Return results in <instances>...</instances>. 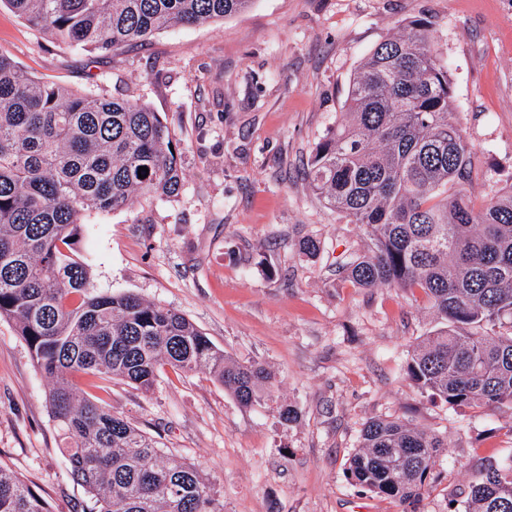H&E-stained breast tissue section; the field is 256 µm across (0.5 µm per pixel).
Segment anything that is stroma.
I'll list each match as a JSON object with an SVG mask.
<instances>
[{
  "mask_svg": "<svg viewBox=\"0 0 512 512\" xmlns=\"http://www.w3.org/2000/svg\"><path fill=\"white\" fill-rule=\"evenodd\" d=\"M431 25L448 68L451 110L472 149L474 200L512 186V0H253L218 22L88 54L49 41L0 7V51L31 74L145 102L180 152L178 196L86 217L74 250L96 294L135 293L183 314L219 348L275 371L273 409H243L204 372L161 367L142 393L118 379L86 393L193 464L224 512H400L346 478L362 429L401 416L446 438L439 480L419 512L465 501L471 473L512 461V412L452 408L407 375L412 345L438 322L409 289L354 287L336 276L366 244L305 177L335 126L353 75L410 20ZM320 240L312 258L298 242ZM13 321L0 318V464L51 512H84L46 394Z\"/></svg>",
  "mask_w": 512,
  "mask_h": 512,
  "instance_id": "1",
  "label": "stroma"
}]
</instances>
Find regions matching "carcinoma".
<instances>
[{
    "mask_svg": "<svg viewBox=\"0 0 512 512\" xmlns=\"http://www.w3.org/2000/svg\"><path fill=\"white\" fill-rule=\"evenodd\" d=\"M52 42L107 52L155 33L219 21L252 0H0ZM448 68L428 23L379 43L351 82L336 127L315 145L313 190L367 233L341 267L359 288L421 291L444 326L412 349L407 373L451 407L512 410V188L475 202V167L450 112ZM149 169L138 178L139 167ZM181 153L159 113L138 100L42 81L0 52V318L16 323L51 379L50 415L89 512H223L200 471L82 392L73 379L120 378L148 393L160 367L205 371L244 409L272 403L275 373L239 362L172 309L136 294L88 293L74 256L82 218L178 195ZM448 442L404 417L371 419L346 476L362 493L415 504L436 482ZM0 512H48L0 466ZM465 512H512V462L473 474Z\"/></svg>",
    "mask_w": 512,
    "mask_h": 512,
    "instance_id": "cac0c4a2",
    "label": "carcinoma"
}]
</instances>
